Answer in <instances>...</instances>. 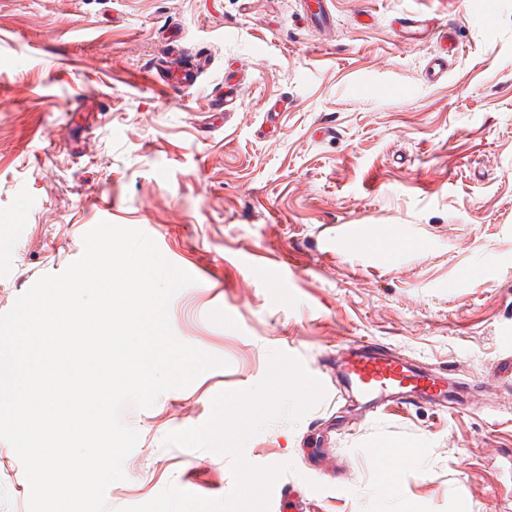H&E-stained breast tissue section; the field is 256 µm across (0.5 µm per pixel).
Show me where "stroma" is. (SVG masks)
I'll use <instances>...</instances> for the list:
<instances>
[{"label":"stroma","instance_id":"35a3bbf8","mask_svg":"<svg viewBox=\"0 0 512 512\" xmlns=\"http://www.w3.org/2000/svg\"><path fill=\"white\" fill-rule=\"evenodd\" d=\"M314 6L0 0V314L107 221L203 267L172 299L171 329L227 362L123 410L139 441L109 512L171 483L228 494V456L163 439L205 423L217 394L260 383L274 351L325 396L245 446L252 465L294 467L270 512H512V376L500 368L512 357V0H327L324 37L306 22ZM405 14L434 35L405 44ZM444 29L457 49L437 39ZM175 31L211 59L189 88L147 77ZM227 83L228 114L210 107ZM352 237L384 250L350 249ZM348 339L457 373L462 406L370 416L336 378ZM29 494L0 440V512H28Z\"/></svg>","mask_w":512,"mask_h":512}]
</instances>
